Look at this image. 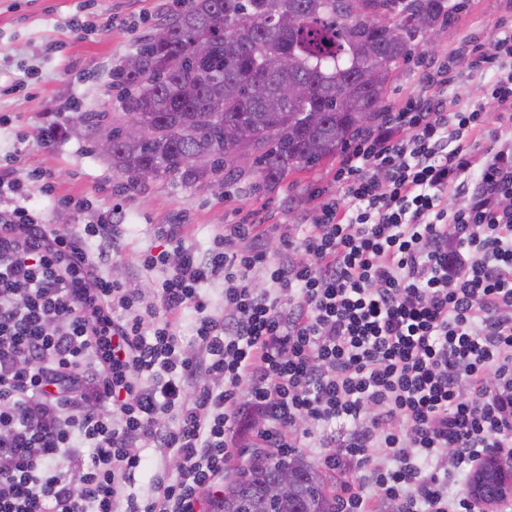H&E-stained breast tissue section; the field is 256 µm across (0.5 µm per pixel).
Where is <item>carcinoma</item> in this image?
Here are the masks:
<instances>
[{
	"label": "carcinoma",
	"instance_id": "carcinoma-1",
	"mask_svg": "<svg viewBox=\"0 0 512 512\" xmlns=\"http://www.w3.org/2000/svg\"><path fill=\"white\" fill-rule=\"evenodd\" d=\"M351 2L182 0L161 24L163 42L144 37L112 70L123 111L152 129L138 140L112 127L113 167L131 185L141 184L144 167L156 180L189 184L232 177L242 146L224 139V126L239 122L252 127L248 148L268 185L336 157L378 119L393 70L452 15L448 0H367L366 16ZM286 48L297 59L288 71L277 61ZM369 67L382 69V80L360 82ZM289 81L310 84V98L269 112ZM188 151L202 158L199 167L181 165ZM284 467L298 481L288 498L269 502L263 487ZM210 512H336V498L303 458L263 452L235 471Z\"/></svg>",
	"mask_w": 512,
	"mask_h": 512
}]
</instances>
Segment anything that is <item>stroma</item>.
Instances as JSON below:
<instances>
[{"label": "stroma", "mask_w": 512, "mask_h": 512, "mask_svg": "<svg viewBox=\"0 0 512 512\" xmlns=\"http://www.w3.org/2000/svg\"><path fill=\"white\" fill-rule=\"evenodd\" d=\"M455 10L446 33L431 36L436 56L452 54L466 37L489 42L503 16L502 0H450ZM83 0H0V116L20 118L36 126L42 115L58 112L79 101L84 112L70 127L67 138L55 148H45L37 137L17 144L15 129L0 126V165L20 154L24 169H47L54 173L56 195L87 199L88 209L72 216L75 224L95 220L98 213L120 206L116 219L125 229L124 258L109 263L112 277L140 289L145 302H153L149 275L134 271V255L161 244L158 229L164 224L182 225L184 237L198 251L209 248L224 225L244 218L267 224V248L282 247L279 225L302 223L318 203L317 192L335 189L337 160L311 170H296L279 183L264 187L256 171L212 183L187 184L179 180H153L125 188L124 178L110 160L97 150L100 130L89 128L85 117L106 112L117 122L125 116L112 87V69L132 54L139 41L151 34L163 16L173 13L176 0H94L93 10ZM113 18L111 30L97 29L99 19ZM86 30L73 33V21ZM61 42L48 51L51 41ZM149 460L145 470L135 472L123 485L124 495L138 500L154 492V480L176 470L175 457L162 450H144Z\"/></svg>", "instance_id": "1"}]
</instances>
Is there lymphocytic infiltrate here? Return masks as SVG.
I'll use <instances>...</instances> for the list:
<instances>
[{"label":"lymphocytic infiltrate","mask_w":512,"mask_h":512,"mask_svg":"<svg viewBox=\"0 0 512 512\" xmlns=\"http://www.w3.org/2000/svg\"><path fill=\"white\" fill-rule=\"evenodd\" d=\"M490 69L506 127L476 153L465 143L485 132L484 108L448 89ZM335 180L274 256L256 224L225 225L203 253L165 225L166 249L135 259L158 277L148 306L102 271L123 253L111 213L44 222L30 189L52 193L53 173L0 166V512H117L146 444L179 464L125 512H201L254 419L282 455L304 423L339 444L324 464L357 483L336 512H481L448 481L512 449V31L431 64ZM217 280L220 316L202 293ZM78 448L90 454L74 481Z\"/></svg>","instance_id":"obj_1"}]
</instances>
